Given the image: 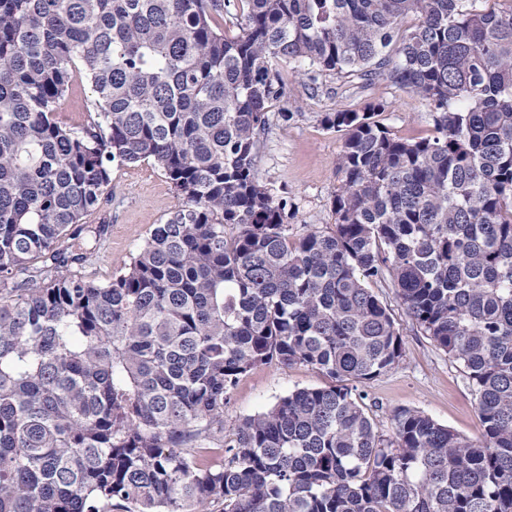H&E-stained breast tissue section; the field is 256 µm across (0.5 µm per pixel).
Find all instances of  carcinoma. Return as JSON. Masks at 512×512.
I'll use <instances>...</instances> for the list:
<instances>
[{
    "label": "carcinoma",
    "instance_id": "1",
    "mask_svg": "<svg viewBox=\"0 0 512 512\" xmlns=\"http://www.w3.org/2000/svg\"><path fill=\"white\" fill-rule=\"evenodd\" d=\"M486 7L480 9L476 2ZM502 0H0V512H512V4ZM238 29L227 36L224 25ZM424 100L409 142L366 111L334 228L291 233L258 176L280 67ZM86 80L94 115L58 118ZM178 204L107 282L83 217L113 165ZM392 288L477 396L473 444L418 410L384 439L348 385L395 368ZM273 360L334 384L244 419ZM332 384L326 373L303 364L288 367L277 362L263 364L242 375L224 406V431L218 432L212 448H222L233 437L236 427L248 416L272 406L279 398L302 388H321Z\"/></svg>",
    "mask_w": 512,
    "mask_h": 512
}]
</instances>
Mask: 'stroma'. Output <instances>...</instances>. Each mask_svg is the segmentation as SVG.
<instances>
[{"mask_svg": "<svg viewBox=\"0 0 512 512\" xmlns=\"http://www.w3.org/2000/svg\"><path fill=\"white\" fill-rule=\"evenodd\" d=\"M280 77L293 117L286 122L271 115L258 171L260 181L272 193L285 192L292 199L296 207L293 233L327 231L335 222L332 202L342 187L337 164L344 135L324 124L325 113L361 112L370 103L383 100L388 108L378 113L377 119L398 138L416 140L434 133L427 104L391 83L367 86L356 78L326 76L314 86L288 65ZM176 203L172 184L153 163L113 167L111 194L85 218L86 223L103 221L109 226L105 247L91 268L96 279L111 280L144 245L153 225L164 221ZM378 294L390 307L403 340L399 365L362 387L378 432L392 436V414L406 408L424 412L469 441L481 442L484 427L476 396L459 365L417 328L393 289L382 288ZM331 383L326 373L303 364L285 367L273 362L249 370L240 377L224 407V429L217 434L215 445L230 439L243 419L288 393Z\"/></svg>", "mask_w": 512, "mask_h": 512, "instance_id": "stroma-1", "label": "stroma"}]
</instances>
